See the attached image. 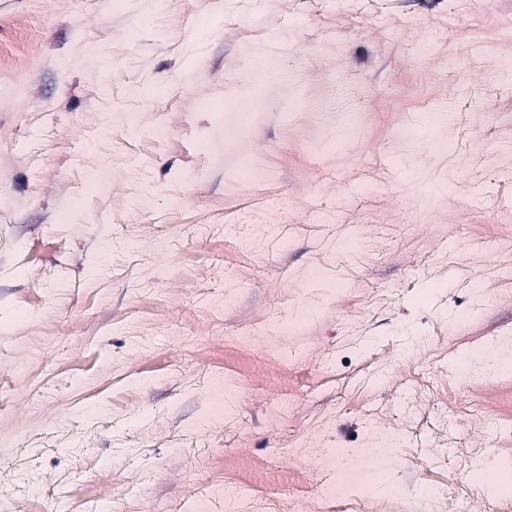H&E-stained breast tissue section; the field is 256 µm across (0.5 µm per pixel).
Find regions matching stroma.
Instances as JSON below:
<instances>
[{
  "label": "stroma",
  "mask_w": 512,
  "mask_h": 512,
  "mask_svg": "<svg viewBox=\"0 0 512 512\" xmlns=\"http://www.w3.org/2000/svg\"><path fill=\"white\" fill-rule=\"evenodd\" d=\"M510 372L512 0H0V512H495Z\"/></svg>",
  "instance_id": "obj_1"
}]
</instances>
